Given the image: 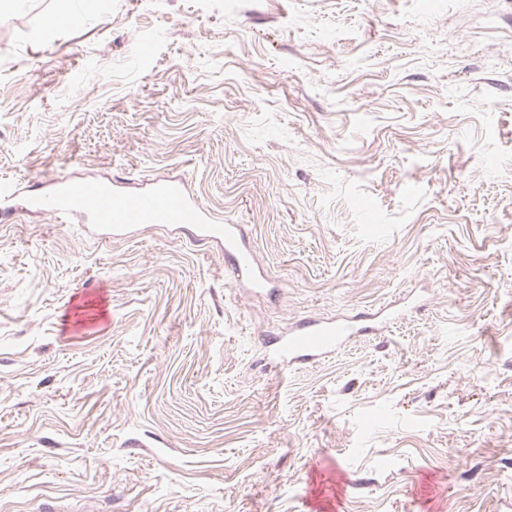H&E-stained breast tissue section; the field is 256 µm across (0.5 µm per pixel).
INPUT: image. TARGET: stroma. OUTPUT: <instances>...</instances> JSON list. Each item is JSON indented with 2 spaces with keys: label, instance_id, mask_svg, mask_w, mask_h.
Wrapping results in <instances>:
<instances>
[{
  "label": "stroma",
  "instance_id": "obj_1",
  "mask_svg": "<svg viewBox=\"0 0 512 512\" xmlns=\"http://www.w3.org/2000/svg\"><path fill=\"white\" fill-rule=\"evenodd\" d=\"M60 176L181 180L270 288L26 211ZM1 179L0 512H512V0H9ZM378 317L357 315L333 321L307 319L289 326L267 343L287 367L312 364L331 356L353 337L375 333Z\"/></svg>",
  "mask_w": 512,
  "mask_h": 512
}]
</instances>
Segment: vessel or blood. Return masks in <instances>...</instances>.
<instances>
[{"instance_id":"vessel-or-blood-1","label":"vessel or blood","mask_w":512,"mask_h":512,"mask_svg":"<svg viewBox=\"0 0 512 512\" xmlns=\"http://www.w3.org/2000/svg\"><path fill=\"white\" fill-rule=\"evenodd\" d=\"M27 205L60 218L80 217L89 231L105 241L126 237L137 224L189 228L198 237L215 243L237 268H247L254 260L240 225L215 223L208 209L174 179L126 193L98 181L62 177L51 192L29 197ZM377 329V319L372 315L333 321L308 319L273 336L269 344L281 363L292 367L329 357L353 337L367 336Z\"/></svg>"}]
</instances>
